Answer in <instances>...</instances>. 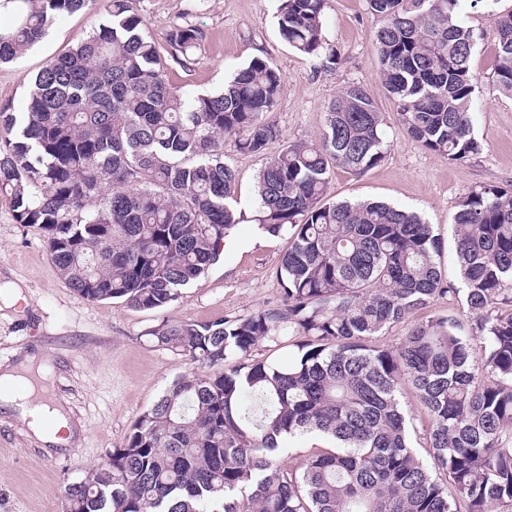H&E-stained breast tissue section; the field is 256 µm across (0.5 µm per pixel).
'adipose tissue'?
I'll list each match as a JSON object with an SVG mask.
<instances>
[{"instance_id": "obj_1", "label": "adipose tissue", "mask_w": 512, "mask_h": 512, "mask_svg": "<svg viewBox=\"0 0 512 512\" xmlns=\"http://www.w3.org/2000/svg\"><path fill=\"white\" fill-rule=\"evenodd\" d=\"M34 363V357L28 356L18 363L0 366V400L26 420L31 431L43 442L57 447L71 445L78 428L66 416L62 406L51 407L32 400L34 388L28 376L33 371ZM48 416L55 418L58 429H65V436L44 430L42 421Z\"/></svg>"}]
</instances>
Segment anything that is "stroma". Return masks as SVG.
I'll return each mask as SVG.
<instances>
[{
    "label": "stroma",
    "instance_id": "1",
    "mask_svg": "<svg viewBox=\"0 0 512 512\" xmlns=\"http://www.w3.org/2000/svg\"><path fill=\"white\" fill-rule=\"evenodd\" d=\"M279 6L280 0L140 3L160 52L168 50L163 39L173 25L188 22L204 33L190 68L168 63L174 85L220 90L232 72L256 57L282 72L284 90L269 116L280 133L273 150L319 143L329 101L347 85L367 86L387 122L385 158L361 174L337 170L330 196L377 199L421 212L442 238L444 270L456 277L453 217L458 200L483 185L512 186V99L492 81L497 15L512 9V0H500L496 11L471 10L465 16L478 36L471 66L478 78L474 133L481 151L462 164L425 149L399 125L379 78L372 43L376 21L367 0H325L323 34L338 54L332 67L293 51L281 39ZM109 20L100 2L92 10L59 18L41 43L0 66V104L23 111L29 82L44 62ZM224 161L236 173L237 208L244 220L227 239L223 261L171 306L157 310L79 297L60 276L42 233L17 224L8 201L0 198V363L12 364L36 351L48 355L50 371L42 385L65 400L68 414L83 426L73 445L53 451L0 405V512H62L65 487L82 481L121 447L138 416L176 378L197 371L182 352L157 342L154 332L165 322H213L281 308L276 269L288 237L263 233L253 221L255 182L265 158L229 145ZM17 289L22 292L18 301L12 298Z\"/></svg>",
    "mask_w": 512,
    "mask_h": 512
}]
</instances>
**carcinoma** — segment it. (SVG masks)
I'll list each match as a JSON object with an SVG mask.
<instances>
[{"label": "carcinoma", "mask_w": 512, "mask_h": 512, "mask_svg": "<svg viewBox=\"0 0 512 512\" xmlns=\"http://www.w3.org/2000/svg\"><path fill=\"white\" fill-rule=\"evenodd\" d=\"M97 0H0V63L17 60L62 15ZM109 25L45 62L26 106H0V194L17 223L44 234L51 259L88 301L154 310L205 277L239 223L224 147L266 156L255 222L289 234L277 276L281 311L153 333L203 367L141 414L124 446L65 489V512H512V189L465 193L454 216L459 280L417 213L383 202L328 201L335 169L385 157V117L362 84L326 106L320 144L288 145L267 120L280 70L252 59L212 93L173 86L137 0H104ZM500 0H367L380 77L406 133L451 163L479 153L473 107L477 43L464 14ZM324 0H282L281 38L336 64ZM166 34L183 68L202 41ZM492 81L512 97V9L496 24ZM446 299L459 321L429 315L396 347L373 344ZM288 331L287 365L224 364ZM411 387L428 423L430 462L410 442ZM315 433L335 446L297 467L283 449Z\"/></svg>", "instance_id": "1"}]
</instances>
